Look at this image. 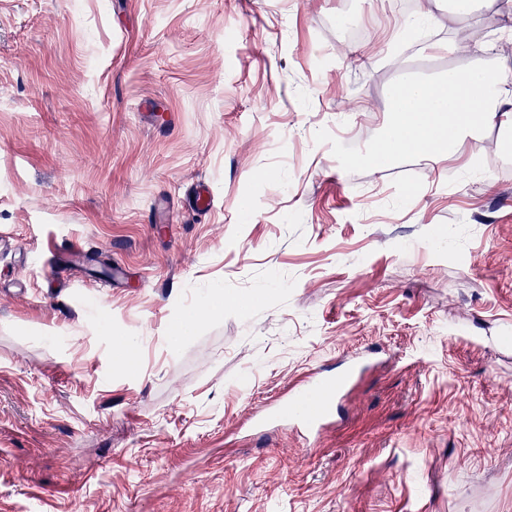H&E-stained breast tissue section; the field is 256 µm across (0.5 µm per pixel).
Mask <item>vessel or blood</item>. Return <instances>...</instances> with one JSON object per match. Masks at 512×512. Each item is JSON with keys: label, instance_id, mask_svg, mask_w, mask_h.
I'll return each mask as SVG.
<instances>
[{"label": "vessel or blood", "instance_id": "obj_1", "mask_svg": "<svg viewBox=\"0 0 512 512\" xmlns=\"http://www.w3.org/2000/svg\"><path fill=\"white\" fill-rule=\"evenodd\" d=\"M358 371L355 361L333 376L314 370L292 383L285 400L266 406L262 414L283 420L290 427L304 430L308 439L317 440L324 423L332 416L337 394L353 384Z\"/></svg>", "mask_w": 512, "mask_h": 512}]
</instances>
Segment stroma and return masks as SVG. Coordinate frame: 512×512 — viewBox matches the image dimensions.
<instances>
[{
    "instance_id": "1",
    "label": "stroma",
    "mask_w": 512,
    "mask_h": 512,
    "mask_svg": "<svg viewBox=\"0 0 512 512\" xmlns=\"http://www.w3.org/2000/svg\"><path fill=\"white\" fill-rule=\"evenodd\" d=\"M497 2L404 57L397 0H0V512H512L505 131L370 161L398 83L512 77ZM359 361L345 365L336 376L316 369L304 378L291 383L286 400L266 406L264 417L281 419L291 428H300L308 440H317L324 423L331 418L336 395L349 388L359 371Z\"/></svg>"
}]
</instances>
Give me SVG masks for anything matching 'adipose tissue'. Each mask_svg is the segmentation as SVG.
Segmentation results:
<instances>
[{
	"instance_id": "adipose-tissue-1",
	"label": "adipose tissue",
	"mask_w": 512,
	"mask_h": 512,
	"mask_svg": "<svg viewBox=\"0 0 512 512\" xmlns=\"http://www.w3.org/2000/svg\"><path fill=\"white\" fill-rule=\"evenodd\" d=\"M391 110L392 125L378 155L434 158L484 125L498 122L512 130V78L470 67L432 81L402 83L392 94Z\"/></svg>"
}]
</instances>
